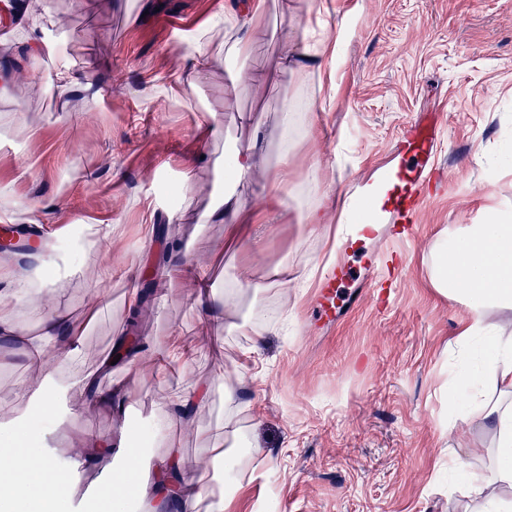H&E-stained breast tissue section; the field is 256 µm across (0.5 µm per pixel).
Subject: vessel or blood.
<instances>
[{
    "mask_svg": "<svg viewBox=\"0 0 512 512\" xmlns=\"http://www.w3.org/2000/svg\"><path fill=\"white\" fill-rule=\"evenodd\" d=\"M437 131L433 122L414 124L403 131V161L398 171L378 187L365 209L363 224H372L375 217L389 215L399 226V242L413 238L425 197L421 173L430 162Z\"/></svg>",
    "mask_w": 512,
    "mask_h": 512,
    "instance_id": "obj_1",
    "label": "vessel or blood"
}]
</instances>
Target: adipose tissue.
<instances>
[{"label": "adipose tissue", "instance_id": "ef3b65f1", "mask_svg": "<svg viewBox=\"0 0 512 512\" xmlns=\"http://www.w3.org/2000/svg\"><path fill=\"white\" fill-rule=\"evenodd\" d=\"M0 27L24 30L31 60H38L51 47L43 24L31 17L25 0H0ZM329 41L326 33H305L298 54L277 53L271 66L251 74L252 83L268 85L300 66L321 74ZM321 107L320 98L314 96L301 106L284 102L279 114L276 178L258 171L257 159L266 144L261 127H254L246 142L228 143L224 157L231 168L205 212L207 223L225 226L228 242L257 246L256 209L243 190L256 187L259 200L269 210L282 207L281 186L288 178L300 115ZM114 233L109 224L85 226L81 241L68 251L43 238L25 268L0 257V340L23 343L29 370L19 386L27 401L24 414H17L12 405H0V419L10 421L9 427L0 428V512H72L79 468L112 454L111 443L90 439L71 448L64 460L49 448L47 438L68 418L73 406L119 415L125 412V388L99 378L100 370L110 367V357L101 359L99 370L82 372L63 384L55 379L56 371L74 363L81 353L77 332L63 308L64 285L79 270L77 256H90L98 244L111 242ZM431 258L433 288L460 298L465 307L454 339L453 353L461 368L448 385V426L458 431L457 447L470 448L474 445L471 426L475 418H482L489 424L496 450L494 470L487 475L467 474L465 494L478 500L481 512H512V500L494 491L499 484L512 488V211L490 212L484 223L462 224L440 236L431 247ZM182 270L197 288L198 318L204 327L223 322L250 286L248 279L238 278L217 289L206 279L204 264L198 260L185 262ZM493 309L502 315L499 322L489 319ZM34 311L41 318L39 333L32 336L24 318ZM164 355L180 364L183 378L163 407V419L155 423L160 431L165 418L187 416L208 393L207 386L190 379L192 358L187 351L168 349ZM125 433L123 461L113 467L97 498L98 512H125L132 498L139 502L141 512H185L187 504L204 498L211 501L209 512H226L230 502L226 478L236 473L239 464L240 432L233 418L224 421L225 445L213 458L215 482L211 485L200 478L178 477L173 448L152 464L153 481H142L138 473L147 464L145 433L130 426Z\"/></svg>", "mask_w": 512, "mask_h": 512}]
</instances>
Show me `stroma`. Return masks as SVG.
<instances>
[{
    "mask_svg": "<svg viewBox=\"0 0 512 512\" xmlns=\"http://www.w3.org/2000/svg\"><path fill=\"white\" fill-rule=\"evenodd\" d=\"M236 0H27L53 39L31 67L24 33L0 29V60L22 78V99H0V196L39 204V225L111 224L112 295L91 311L89 291L99 260L86 261L66 288L63 303L81 334L82 367L125 338L131 311L127 271L151 285L138 332L144 346L117 362L112 377L129 381L128 417L147 424L181 377L178 364L150 351L153 340L188 347L194 375L210 393L190 429H170L162 446L181 449V472L198 477L224 432V390L232 388L247 452L241 458L228 512H462L455 459L489 471L493 451L486 430H472L471 448H454L448 428L451 344L464 307L430 280V248L444 232L482 223L494 210L512 209V0H266L257 30L301 36L323 16L328 30H345L324 80L306 71L284 74L257 90L229 73L258 70L272 56L257 40L248 58H228L225 30L204 23ZM204 31L212 68L195 75L192 59L169 34ZM176 60L157 72V61ZM92 72L91 93L56 96L62 65ZM327 100L309 136L292 151L290 184L306 188L314 168L343 177L342 191L364 197L372 182L398 162L394 146L408 124L438 117L426 200L415 240L390 280L374 256L395 233L376 225L347 241L336 235L340 207L308 233L294 211L261 224L260 251L243 247L217 254L224 227L202 219L220 181L224 140H247L263 119L268 148L262 170H275L276 115L284 100L313 93ZM205 148L204 163L189 157ZM193 177L190 215L171 224L166 188ZM154 208L153 223L142 221ZM190 257H210L209 278L223 286L241 275L262 283L280 261L323 277L342 264L336 308L322 316L315 288L283 292L263 287L244 298L267 307L259 335L227 324L200 331L195 289L173 268L170 246ZM116 423L108 413L75 410L60 427L56 447L70 439L104 440Z\"/></svg>",
    "mask_w": 512,
    "mask_h": 512,
    "instance_id": "1",
    "label": "stroma"
}]
</instances>
